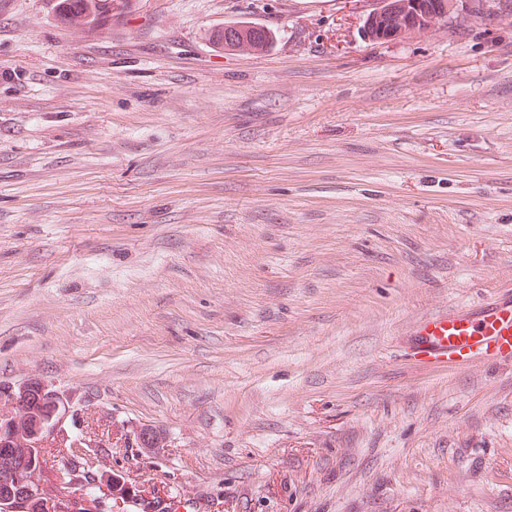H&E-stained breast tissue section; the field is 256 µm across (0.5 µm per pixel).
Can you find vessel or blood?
I'll return each instance as SVG.
<instances>
[{"mask_svg":"<svg viewBox=\"0 0 512 512\" xmlns=\"http://www.w3.org/2000/svg\"><path fill=\"white\" fill-rule=\"evenodd\" d=\"M415 348L429 361L467 359L477 354L512 360V294L478 311L453 310L421 319Z\"/></svg>","mask_w":512,"mask_h":512,"instance_id":"b4317fda","label":"vessel or blood"}]
</instances>
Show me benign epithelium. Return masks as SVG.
<instances>
[{"mask_svg":"<svg viewBox=\"0 0 512 512\" xmlns=\"http://www.w3.org/2000/svg\"><path fill=\"white\" fill-rule=\"evenodd\" d=\"M417 0H405L384 12L389 34L385 40L398 39L407 24L417 21ZM224 46L231 47L244 37L261 35L253 24L243 26L230 23L222 27ZM70 413V401L39 379L18 386L0 389V447L12 448L17 443L20 464H4L0 473L7 478L8 492L0 496V512H110L119 504L151 500L133 488L123 473L101 471L92 473L94 492L88 493L76 482L69 483L71 491L50 499L43 494L42 485L31 477L36 464L43 461L45 449L51 441L71 442L72 453L78 454L89 446L103 447V442L86 433L85 426L74 423V429L65 426ZM156 429L143 426L127 438L124 447L139 448L141 452L158 447L160 440L153 437Z\"/></svg>","mask_w":512,"mask_h":512,"instance_id":"benign-epithelium-1","label":"benign epithelium"}]
</instances>
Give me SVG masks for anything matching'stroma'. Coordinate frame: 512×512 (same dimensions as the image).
Returning <instances> with one entry per match:
<instances>
[{"label":"stroma","instance_id":"35a3bbf8","mask_svg":"<svg viewBox=\"0 0 512 512\" xmlns=\"http://www.w3.org/2000/svg\"><path fill=\"white\" fill-rule=\"evenodd\" d=\"M374 5L0 0V385L160 429L95 464L186 512H512V361L411 349L512 289V18ZM112 2L114 3L113 0H58L56 5L60 7V11L54 15L59 24L80 36H100L108 33L112 21L98 30H93L91 24L99 17L112 18ZM92 15L94 18L90 20ZM402 1L405 2L394 5L384 12L386 19L385 25L389 24L388 31H390V33L384 38L387 41L397 40L401 29H403L405 25L411 24L415 21L419 24L417 29L418 32H423L438 23H447L449 21L452 23V19H454L452 16H448L450 15L449 12L446 17H441L440 13H442V9H439V5L443 0H421L420 3L416 0ZM418 4L419 9L415 11L413 8H417ZM416 12L420 17L418 20ZM387 26L388 25H386L385 28H387ZM217 30V39L216 42H213V44L216 45H224L225 47H232L233 44H237V40H242L244 36L247 37H258L261 35V32L259 31L258 27L253 24H247L246 26H243L242 24L238 23H230V24H224V27H220ZM220 30H222L221 33L224 34V44L223 42H219V39H221V35L219 34ZM156 431L160 430L150 426L140 427L133 432L132 438H130L131 434L128 438V435L124 437V448H141L142 453H149L150 449L159 448L158 444L160 445L162 440L160 441V439H157V436L159 435L155 434ZM151 435H153L154 438L151 439ZM159 437H161V435Z\"/></svg>","mask_w":512,"mask_h":512}]
</instances>
